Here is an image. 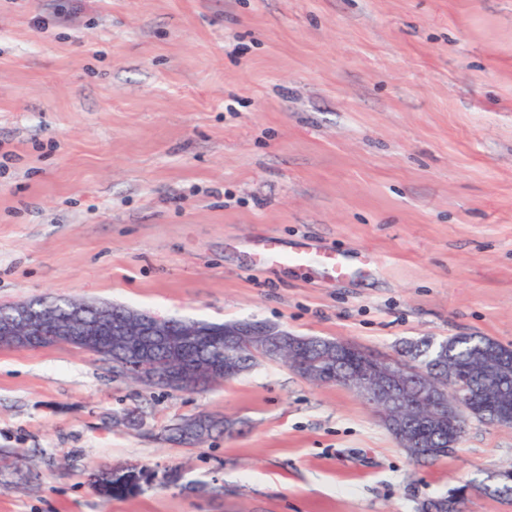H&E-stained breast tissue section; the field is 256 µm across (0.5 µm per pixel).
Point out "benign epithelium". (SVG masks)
<instances>
[{"mask_svg": "<svg viewBox=\"0 0 512 512\" xmlns=\"http://www.w3.org/2000/svg\"><path fill=\"white\" fill-rule=\"evenodd\" d=\"M82 304H74L73 315L61 320L51 311L33 309L22 303L0 319V342L14 348L26 346L30 337L47 334L53 343H68L82 351L96 353L99 337L112 336V371L149 385L171 390H198L214 383L216 369L203 367L192 376L174 373L161 365L150 349H145L139 360L131 363L121 353L131 341L149 338L153 343L167 348L176 357L187 347L189 339L198 334V325H186L180 334L173 335L170 319L150 315L142 316L134 311L113 320L110 311L100 309L92 318L82 316ZM224 337L230 348L224 350V372L238 370L240 358L257 362H284L308 381L331 380L354 393L368 403L381 417L383 423L402 440L408 448L416 447L411 419L432 421L448 417L460 424L468 421L475 412V401L455 372L448 376H425L408 358H378L360 352L355 346L339 341L340 358L323 357L305 359L306 348L296 337L277 326H252L236 323L224 326ZM362 353L357 365L336 370L343 357L350 353ZM487 353L494 356L490 361L488 389L506 397L502 379L509 375L512 364L499 356L497 349L489 347ZM225 422L204 417H190L182 422L185 437L199 443L215 431L224 430Z\"/></svg>", "mask_w": 512, "mask_h": 512, "instance_id": "7a95c632", "label": "benign epithelium"}]
</instances>
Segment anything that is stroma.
Listing matches in <instances>:
<instances>
[{
	"mask_svg": "<svg viewBox=\"0 0 512 512\" xmlns=\"http://www.w3.org/2000/svg\"><path fill=\"white\" fill-rule=\"evenodd\" d=\"M357 257L260 267L265 239ZM260 321L397 356L512 348V0H0V305ZM200 413L233 434L184 448ZM0 512H418L512 467L470 419L413 462L359 396L262 362L200 391L68 344L0 347ZM152 474L122 500L90 475ZM175 483H163L172 469Z\"/></svg>",
	"mask_w": 512,
	"mask_h": 512,
	"instance_id": "1",
	"label": "stroma"
}]
</instances>
